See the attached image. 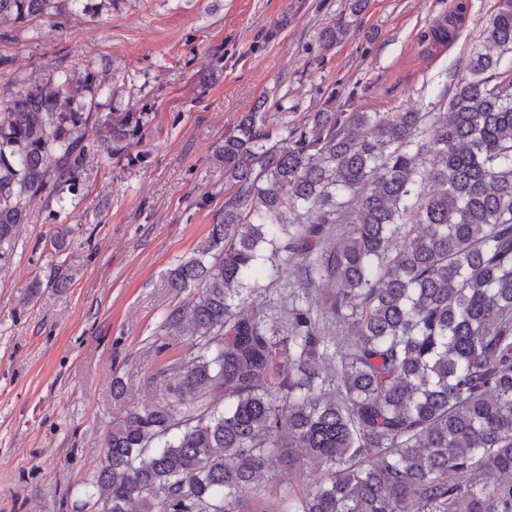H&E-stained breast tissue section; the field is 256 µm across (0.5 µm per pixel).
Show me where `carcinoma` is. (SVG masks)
<instances>
[{
    "mask_svg": "<svg viewBox=\"0 0 512 512\" xmlns=\"http://www.w3.org/2000/svg\"><path fill=\"white\" fill-rule=\"evenodd\" d=\"M53 10L0 0L23 21ZM510 47L512 0H499L428 142V113L342 112L334 90L290 127L262 97L224 136L223 210L167 272L197 290L165 321L190 348L171 397L112 419L90 483L101 512H512ZM72 86L20 89L0 112V251L50 177L77 181L81 127L120 139L143 126L55 111ZM299 208L321 222H282ZM326 224L347 225L334 250ZM295 255L297 287L327 294L293 307L284 338L241 310ZM311 463L320 475L298 492Z\"/></svg>",
    "mask_w": 512,
    "mask_h": 512,
    "instance_id": "1",
    "label": "carcinoma"
}]
</instances>
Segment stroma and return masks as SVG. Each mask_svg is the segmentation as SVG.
<instances>
[{
	"label": "stroma",
	"instance_id": "obj_1",
	"mask_svg": "<svg viewBox=\"0 0 512 512\" xmlns=\"http://www.w3.org/2000/svg\"><path fill=\"white\" fill-rule=\"evenodd\" d=\"M447 42L424 40L457 4ZM499 0H82L0 18V105L75 77L61 111L136 112L137 136L87 127L75 187L32 204L0 261V512H99L87 487L110 421L165 398L188 349L166 272L224 207V137L259 97L300 124L330 91L347 112L443 114ZM342 23L346 37L323 46ZM67 247L55 251L57 234ZM124 393L114 397L113 380Z\"/></svg>",
	"mask_w": 512,
	"mask_h": 512
}]
</instances>
